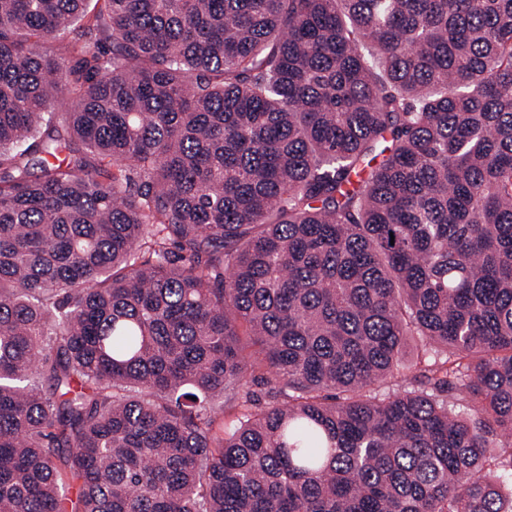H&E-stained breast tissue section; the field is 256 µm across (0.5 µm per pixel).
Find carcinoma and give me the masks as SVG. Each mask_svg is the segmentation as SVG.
Listing matches in <instances>:
<instances>
[{"label": "carcinoma", "instance_id": "cac0c4a2", "mask_svg": "<svg viewBox=\"0 0 512 512\" xmlns=\"http://www.w3.org/2000/svg\"><path fill=\"white\" fill-rule=\"evenodd\" d=\"M504 434L512 0H0V512H512Z\"/></svg>", "mask_w": 512, "mask_h": 512}]
</instances>
